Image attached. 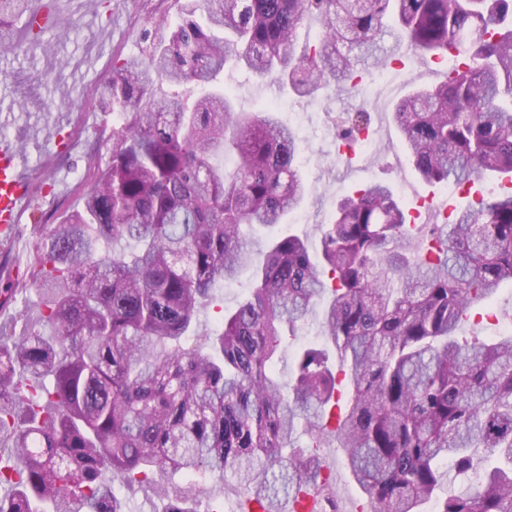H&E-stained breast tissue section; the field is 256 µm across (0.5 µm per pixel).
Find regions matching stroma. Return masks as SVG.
Listing matches in <instances>:
<instances>
[{"instance_id":"35a3bbf8","label":"stroma","mask_w":512,"mask_h":512,"mask_svg":"<svg viewBox=\"0 0 512 512\" xmlns=\"http://www.w3.org/2000/svg\"><path fill=\"white\" fill-rule=\"evenodd\" d=\"M120 2L122 10L114 19L110 16L111 0H61L52 27L42 33L39 45L26 53L0 51V134L19 145L34 175H41L49 166L54 179L66 182V192L46 211L54 220L79 205L75 186L84 160L99 150L100 135L112 127L111 114L102 112L93 101L99 86L112 75L113 54H140L151 40L147 18L161 15L173 24L180 14L177 0ZM445 76V70L431 60L409 63L400 81L378 92V104L369 111L373 150L353 157L339 154L336 146L337 125L358 108L357 96L342 87L336 85L314 97L299 98L246 69L224 71L217 84L248 111L275 103L281 121L296 132L308 195L278 230L306 238L310 249L315 250L337 198L349 190L383 181L402 191L403 201L412 208L428 194V186L407 160L391 106L410 85L431 86ZM22 98L28 104L21 109L17 103ZM61 119L70 122L73 145L57 152L50 149L48 138ZM489 306L496 322L465 324L460 337L483 339L503 333L512 321V284H502Z\"/></svg>"}]
</instances>
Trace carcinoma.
<instances>
[{"label":"carcinoma","instance_id":"carcinoma-1","mask_svg":"<svg viewBox=\"0 0 512 512\" xmlns=\"http://www.w3.org/2000/svg\"><path fill=\"white\" fill-rule=\"evenodd\" d=\"M28 0L27 51L43 25ZM142 55L112 59L101 87L108 160L87 157L82 207L36 224L27 287L0 329V512H126L120 489L156 474L163 512H199L180 476H231L260 512H299L329 487L317 449L333 440L368 512H512V334L458 337L463 316L512 281V187L445 224L412 223L370 182L336 202L312 254L297 235L250 258L243 227L272 228L307 183L296 134L212 84L229 68L309 96L359 92L398 42L445 80L392 105L409 163L429 185L512 179V0H185ZM322 31L301 55L304 20ZM224 32V37L216 35ZM251 272L218 326L215 288ZM323 306L321 340L285 348ZM484 456L477 459V449ZM456 474L481 479L444 498ZM112 480L102 479L103 471Z\"/></svg>","mask_w":512,"mask_h":512}]
</instances>
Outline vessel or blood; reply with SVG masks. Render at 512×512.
Listing matches in <instances>:
<instances>
[{
	"instance_id": "1",
	"label": "vessel or blood",
	"mask_w": 512,
	"mask_h": 512,
	"mask_svg": "<svg viewBox=\"0 0 512 512\" xmlns=\"http://www.w3.org/2000/svg\"><path fill=\"white\" fill-rule=\"evenodd\" d=\"M25 159L10 140L0 138V240H12L29 202Z\"/></svg>"
}]
</instances>
